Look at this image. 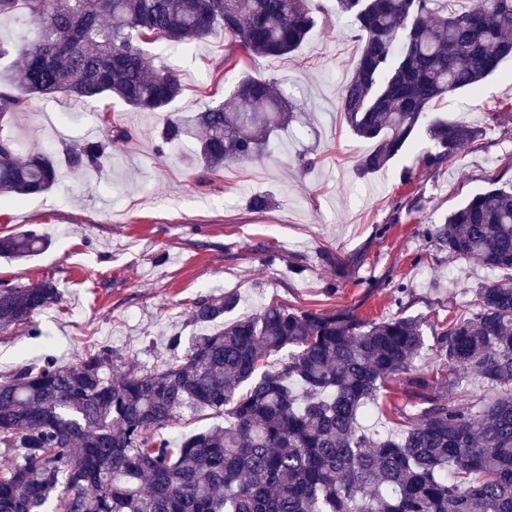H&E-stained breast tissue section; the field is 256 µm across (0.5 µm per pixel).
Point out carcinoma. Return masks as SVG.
Segmentation results:
<instances>
[{"label":"carcinoma","mask_w":512,"mask_h":512,"mask_svg":"<svg viewBox=\"0 0 512 512\" xmlns=\"http://www.w3.org/2000/svg\"><path fill=\"white\" fill-rule=\"evenodd\" d=\"M311 0H0V18L24 15L32 41L0 42V60L20 64L0 85V130L26 95L115 97L137 112H165L183 92L180 75L148 68L140 43L172 45L220 30L245 52L282 56L315 26ZM336 0L354 18L360 53L340 109L374 148L359 161L376 172L426 127L433 166L473 138L462 122L430 116L432 105L474 89L512 55V0ZM292 105L274 81L240 80L231 103L189 118L170 115L159 152L200 131L193 163L211 176L266 155ZM133 131L107 127L99 139L56 153L21 154L0 133V193H47L58 170L101 172L112 141ZM435 245L474 265L512 271V188L473 195L426 230ZM48 237H0V257L26 258ZM51 281L0 283V335L56 303ZM234 294L191 306L197 324L224 319ZM162 370L111 375L112 350L73 365L47 359L0 381V512H512V276L475 289L471 315L453 319L435 347L448 374L415 369L425 344L418 317L366 322L340 309L290 311L269 304L223 324ZM287 352L280 366L269 356ZM494 395L472 411L447 395L467 374ZM400 378L422 400L396 436L361 424L385 382ZM230 421L177 446L162 430L184 408Z\"/></svg>","instance_id":"carcinoma-1"}]
</instances>
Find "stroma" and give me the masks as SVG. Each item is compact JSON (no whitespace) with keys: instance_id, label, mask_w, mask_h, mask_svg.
<instances>
[{"instance_id":"obj_1","label":"stroma","mask_w":512,"mask_h":512,"mask_svg":"<svg viewBox=\"0 0 512 512\" xmlns=\"http://www.w3.org/2000/svg\"><path fill=\"white\" fill-rule=\"evenodd\" d=\"M318 2L314 29L282 57L248 56L220 34L167 48L143 44L148 65L181 75L173 112L228 100L247 76L278 82L297 106L269 155L227 167L207 184L186 161L194 139L158 153L165 113L136 112L115 98H35L5 126L25 151L99 137L108 119L134 136L113 142L102 173L63 172L55 190L19 202L0 193V236L37 230L51 239L39 255L0 257V282L49 280L60 293L31 325L0 338V378L48 356L74 364L98 346L110 347L120 367L165 368L170 336L181 335L187 349L207 333L190 317L192 303L206 297L237 294L232 321L279 303L347 309L373 321L421 316L438 330L468 314L475 288L507 278L449 257L425 230L490 183L512 185V114L489 119L493 105L512 100V58L478 93H456L432 111L473 127L472 142L428 167L433 144L422 131L386 168L365 174L359 159L371 145L348 131L340 113L357 32L334 0ZM301 155L313 160L311 169L300 167ZM256 196L266 198V210H252ZM380 399L371 427L399 432L413 399L395 382Z\"/></svg>"}]
</instances>
